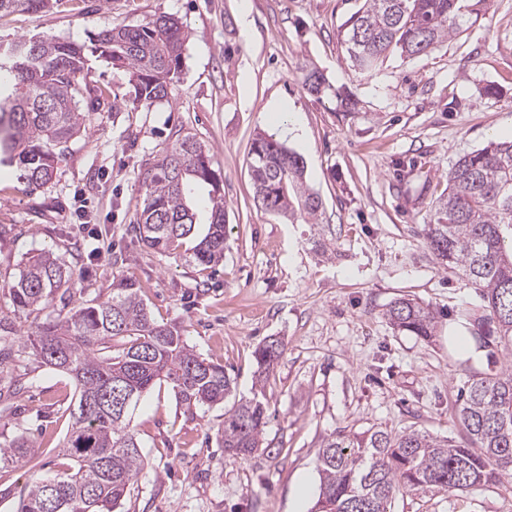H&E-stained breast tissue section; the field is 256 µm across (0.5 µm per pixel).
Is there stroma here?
I'll return each instance as SVG.
<instances>
[{"instance_id": "35a3bbf8", "label": "stroma", "mask_w": 512, "mask_h": 512, "mask_svg": "<svg viewBox=\"0 0 512 512\" xmlns=\"http://www.w3.org/2000/svg\"><path fill=\"white\" fill-rule=\"evenodd\" d=\"M239 2L56 0L45 13L0 15L2 40L85 43L107 25L162 13L189 33L169 100L148 107L130 103L128 72L92 59L107 103L42 192L0 166V283L42 248L81 268L74 302L105 301L113 279H131L153 318L179 322L241 397L253 394L255 348L272 337L285 344L261 389L267 447L250 457L218 448L223 406L182 409L167 386L145 395L133 426L148 464L121 512H310L327 437L412 429L460 438L459 390L505 364L496 346L475 365L449 345V325L470 324L484 301L437 263L424 226L455 161L512 138V0H490L433 52L391 56L372 74L353 70L338 36L362 0H250L246 16ZM312 70L325 80L318 95L303 86ZM273 99L299 112L305 141L281 137L265 110ZM186 134L209 148L224 180L227 247L213 269L155 253L134 229L143 173ZM259 134L303 158L305 184L322 201L317 218L289 221L255 203L248 152ZM399 298L436 311L430 340L390 325L386 311ZM9 374L0 401L12 414L0 440L39 435L38 468L55 475L75 387L30 361ZM391 512H512V494L410 491Z\"/></svg>"}]
</instances>
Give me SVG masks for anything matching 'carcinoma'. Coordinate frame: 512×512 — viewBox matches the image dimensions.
Listing matches in <instances>:
<instances>
[{
	"instance_id": "1",
	"label": "carcinoma",
	"mask_w": 512,
	"mask_h": 512,
	"mask_svg": "<svg viewBox=\"0 0 512 512\" xmlns=\"http://www.w3.org/2000/svg\"><path fill=\"white\" fill-rule=\"evenodd\" d=\"M463 0H363L343 24L341 41L352 66L371 72L398 50L426 55L471 21ZM52 0H0V14L43 13ZM188 34L179 19L162 14L145 25L101 30L91 52L130 75L132 102L151 106L168 99ZM107 99L90 80L85 47L54 36L0 42V162L36 193L51 183L58 165L89 131V117ZM249 168L257 204L292 219L300 209L315 218L322 202L304 188V162L271 137L253 139ZM144 206L135 225L140 240L163 254L187 243L185 260L205 269L224 258V184L212 168L206 145L186 135L160 155L143 175ZM207 191L209 205L197 211L191 199ZM427 243L440 266L482 289L486 305L477 320V339L494 337L512 358V140L492 142L461 156L448 170V189L435 202ZM80 271L50 250L22 262L14 279L0 286L13 311L39 314L65 296ZM401 331L432 335L433 310L400 298L387 310ZM13 324L0 316V368L32 360L68 375L76 396L71 420L57 446L64 470L53 478L34 476L15 512H116L130 485L147 465L132 426L144 395L157 383L172 386L178 403L231 402L218 447L248 457L263 445L267 408L254 394L232 399L234 379L224 365L201 357L176 323L154 320L136 283H112V295L50 312L18 344ZM283 352L279 340L254 352L258 377ZM126 409L118 408L127 395ZM457 412L464 429L459 441L419 430H377L328 437L318 456L320 492L314 512H390L391 500L407 491H455L497 487L512 491V366L479 377L460 390ZM38 443L21 433L0 443V463L26 466Z\"/></svg>"
}]
</instances>
